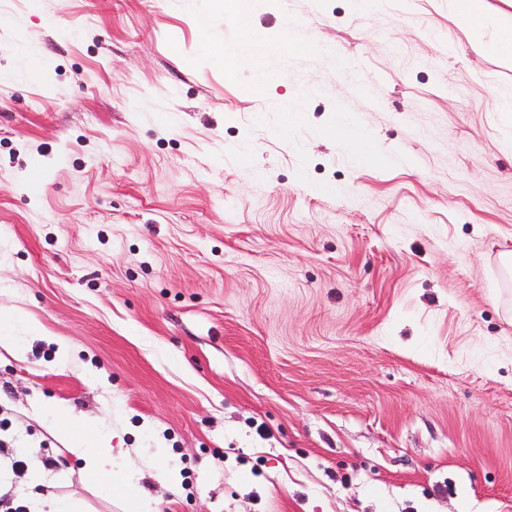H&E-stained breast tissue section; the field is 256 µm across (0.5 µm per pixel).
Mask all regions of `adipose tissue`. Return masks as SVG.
<instances>
[{
    "label": "adipose tissue",
    "mask_w": 512,
    "mask_h": 512,
    "mask_svg": "<svg viewBox=\"0 0 512 512\" xmlns=\"http://www.w3.org/2000/svg\"><path fill=\"white\" fill-rule=\"evenodd\" d=\"M231 10L240 29L242 51L225 50L223 44H215L213 50L222 55L228 66L236 68L256 65L260 55L276 51V44L264 41L250 25L253 0H232ZM69 451L82 463L86 478L94 485L109 486L117 482L119 476L112 468V449L107 438L95 434L84 421L73 417H63L58 421Z\"/></svg>",
    "instance_id": "1"
}]
</instances>
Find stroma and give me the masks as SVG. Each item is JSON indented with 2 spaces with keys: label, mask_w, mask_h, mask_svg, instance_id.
<instances>
[{
  "label": "stroma",
  "mask_w": 512,
  "mask_h": 512,
  "mask_svg": "<svg viewBox=\"0 0 512 512\" xmlns=\"http://www.w3.org/2000/svg\"><path fill=\"white\" fill-rule=\"evenodd\" d=\"M252 25L284 45L258 97L211 50L240 41L225 0H0V512H128L131 487L150 512H512L496 30L448 0H259ZM59 413L130 486L89 484ZM448 9L465 28L478 29L495 22L486 15L483 0H448Z\"/></svg>",
  "instance_id": "stroma-1"
}]
</instances>
